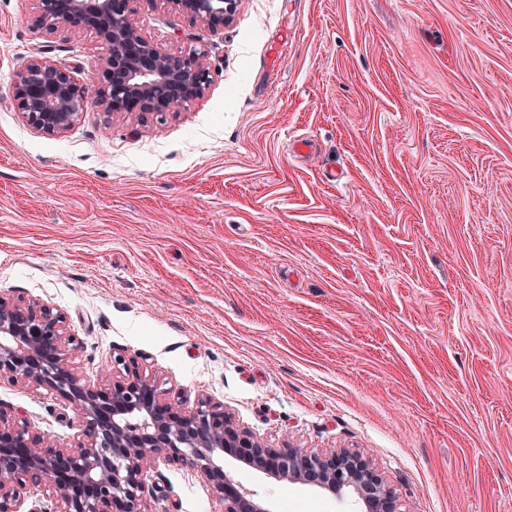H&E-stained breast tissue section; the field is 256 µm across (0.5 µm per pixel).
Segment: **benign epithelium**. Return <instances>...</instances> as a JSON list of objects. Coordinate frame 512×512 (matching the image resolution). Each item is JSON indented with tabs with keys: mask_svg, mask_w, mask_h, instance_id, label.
Here are the masks:
<instances>
[{
	"mask_svg": "<svg viewBox=\"0 0 512 512\" xmlns=\"http://www.w3.org/2000/svg\"><path fill=\"white\" fill-rule=\"evenodd\" d=\"M31 26L68 33L90 30L105 50L89 87L49 60H27L12 99L29 125L46 135L69 130L88 105L114 116L178 113L211 79L205 52L171 54L149 41L138 10L160 4L213 33L224 29L239 0H35ZM81 349L65 317L37 301L0 296V380L55 393L75 410L79 434L60 448L0 409V512H19L35 490L54 504L30 512H151L149 473L161 463L198 474L222 512H269L224 471L228 455L286 483H312L333 495L355 492L365 512H396L393 490L370 460L347 449L312 453L291 444L269 448L238 427L206 396L184 406L132 361L123 373L88 383L74 367Z\"/></svg>",
	"mask_w": 512,
	"mask_h": 512,
	"instance_id": "1",
	"label": "benign epithelium"
}]
</instances>
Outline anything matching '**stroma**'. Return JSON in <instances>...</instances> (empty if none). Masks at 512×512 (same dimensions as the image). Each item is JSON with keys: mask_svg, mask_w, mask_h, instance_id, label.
I'll use <instances>...</instances> for the list:
<instances>
[{"mask_svg": "<svg viewBox=\"0 0 512 512\" xmlns=\"http://www.w3.org/2000/svg\"><path fill=\"white\" fill-rule=\"evenodd\" d=\"M32 7L0 0V296L63 313L91 382L122 356L267 447L363 454L403 512H512V0H240L218 33L145 10L161 49H204L203 96L55 136L16 70L88 86L104 51ZM0 409L76 441L46 390L1 380ZM224 468L271 512L362 510ZM149 487L217 508L175 465Z\"/></svg>", "mask_w": 512, "mask_h": 512, "instance_id": "stroma-1", "label": "stroma"}]
</instances>
